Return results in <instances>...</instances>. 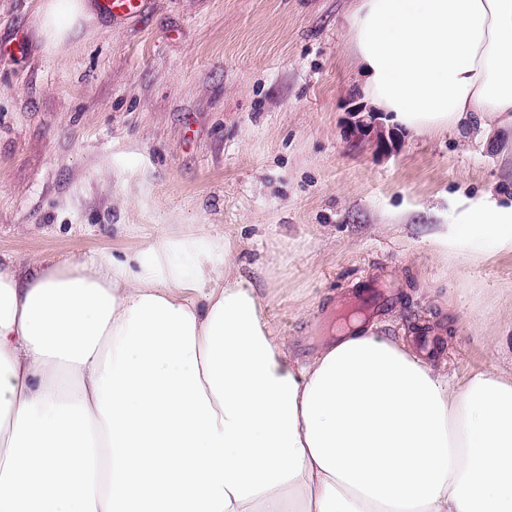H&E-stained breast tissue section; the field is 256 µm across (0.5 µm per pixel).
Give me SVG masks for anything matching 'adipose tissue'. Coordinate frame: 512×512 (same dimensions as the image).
I'll return each instance as SVG.
<instances>
[{
  "instance_id": "1",
  "label": "adipose tissue",
  "mask_w": 512,
  "mask_h": 512,
  "mask_svg": "<svg viewBox=\"0 0 512 512\" xmlns=\"http://www.w3.org/2000/svg\"><path fill=\"white\" fill-rule=\"evenodd\" d=\"M85 0H41L61 51ZM362 92L418 135L512 137V0H357ZM459 238L512 251V204ZM197 225L115 256L0 267V512H512V372L452 379L364 327L299 358Z\"/></svg>"
}]
</instances>
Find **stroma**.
<instances>
[{"instance_id":"stroma-1","label":"stroma","mask_w":512,"mask_h":512,"mask_svg":"<svg viewBox=\"0 0 512 512\" xmlns=\"http://www.w3.org/2000/svg\"><path fill=\"white\" fill-rule=\"evenodd\" d=\"M353 0H145L94 13L46 50L39 0H0V263L31 269L139 248L168 225H236L299 354L339 335L363 286L368 322L449 372L512 370V252L449 238L471 200H512V163L455 134H350L363 102ZM28 40L27 54L16 53ZM100 10L108 15L129 16L136 14L142 0H98Z\"/></svg>"}]
</instances>
